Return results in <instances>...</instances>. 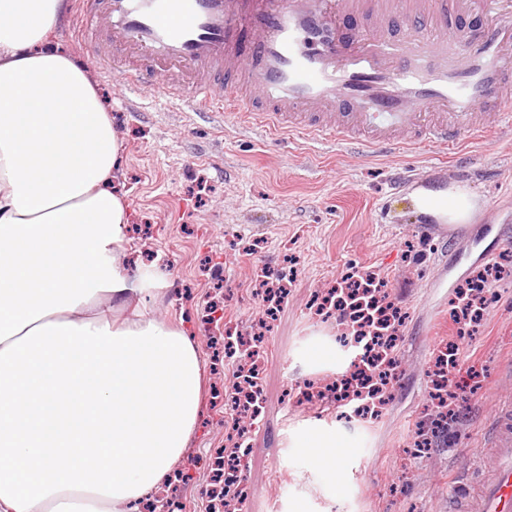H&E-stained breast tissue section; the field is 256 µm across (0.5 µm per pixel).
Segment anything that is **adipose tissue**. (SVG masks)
Wrapping results in <instances>:
<instances>
[{
    "label": "adipose tissue",
    "instance_id": "ef3b65f1",
    "mask_svg": "<svg viewBox=\"0 0 512 512\" xmlns=\"http://www.w3.org/2000/svg\"><path fill=\"white\" fill-rule=\"evenodd\" d=\"M65 0H0V512H126L182 462L203 369L184 321L144 304L120 254V144L90 71L52 47ZM419 214L469 223L458 184L412 195ZM340 430L290 446L345 482Z\"/></svg>",
    "mask_w": 512,
    "mask_h": 512
}]
</instances>
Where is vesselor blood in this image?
<instances>
[{"label":"vessel or blood","mask_w":512,"mask_h":512,"mask_svg":"<svg viewBox=\"0 0 512 512\" xmlns=\"http://www.w3.org/2000/svg\"><path fill=\"white\" fill-rule=\"evenodd\" d=\"M113 73L193 112L372 154L455 149L512 126V0H104ZM480 15L478 26L462 21ZM493 476L455 512H512V407Z\"/></svg>","instance_id":"b4317fda"}]
</instances>
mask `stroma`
Returning a JSON list of instances; mask_svg holds the SVG:
<instances>
[{"label":"stroma","instance_id":"stroma-1","mask_svg":"<svg viewBox=\"0 0 512 512\" xmlns=\"http://www.w3.org/2000/svg\"><path fill=\"white\" fill-rule=\"evenodd\" d=\"M52 42L88 64L110 107L121 144L118 185L130 212L120 251L134 272H168L156 313L185 321L204 365L203 414L164 494L181 512H211L212 464L226 432L224 358L213 348L224 334L218 318L229 309L240 329L258 322L257 274L285 261L293 272L265 335L261 412L241 473L247 496L239 512H448L460 482L475 483L479 468L490 466L483 434L512 400V278L494 281L493 305L451 372L455 415L430 433L423 454L408 458L404 451L430 404L434 351L456 340L450 312L458 287L512 254V149L502 147L503 133L486 135L498 151L467 146L448 158L435 149L374 156L304 139L289 144L234 112L203 118L153 89L126 92L89 64L80 10L68 12ZM451 183L482 205L444 249L412 194ZM354 267L387 281L406 320L399 379L382 415L346 421L342 406L319 416L289 403L287 393L335 380L334 369L306 367L316 335L333 341L341 333L336 320L315 318L309 304ZM335 422L354 446L340 464L347 485L340 497L288 446L296 430Z\"/></svg>","mask_w":512,"mask_h":512}]
</instances>
